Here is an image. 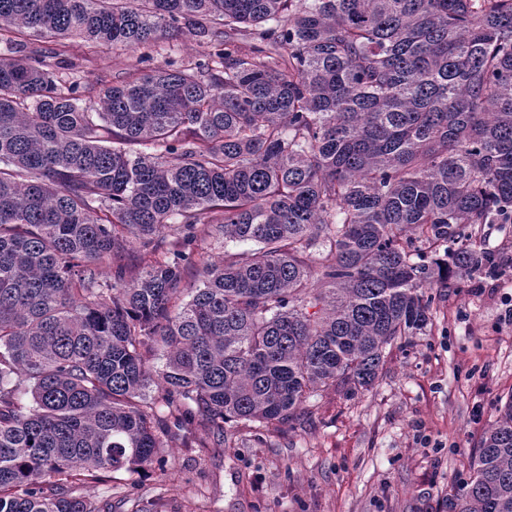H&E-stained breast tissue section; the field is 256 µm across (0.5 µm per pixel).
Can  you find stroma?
<instances>
[{
  "label": "stroma",
  "mask_w": 512,
  "mask_h": 512,
  "mask_svg": "<svg viewBox=\"0 0 512 512\" xmlns=\"http://www.w3.org/2000/svg\"><path fill=\"white\" fill-rule=\"evenodd\" d=\"M50 63L91 81L140 66L136 52L82 42ZM476 241L497 252L501 278L432 289V324L387 348L373 388L324 393L276 429L225 424L219 448L185 426L147 472L81 480L76 494L112 512H448L512 394V224L483 225Z\"/></svg>",
  "instance_id": "obj_1"
}]
</instances>
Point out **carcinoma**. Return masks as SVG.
Segmentation results:
<instances>
[{
    "label": "carcinoma",
    "instance_id": "1",
    "mask_svg": "<svg viewBox=\"0 0 512 512\" xmlns=\"http://www.w3.org/2000/svg\"><path fill=\"white\" fill-rule=\"evenodd\" d=\"M31 33L200 51L89 83ZM1 43L0 512L371 387L428 290L500 272L466 228L512 224V0H0ZM201 227L255 248L189 280ZM448 512H512V397ZM156 49L158 52L153 53L154 62L161 61L165 57L188 60L198 55L200 50L189 36H181L180 38L161 43L160 47ZM139 249H140L139 244L134 243L132 251L130 252V254L128 256H126L125 258H122V259L113 260V261L103 265L99 269L100 279L112 284L113 282L117 281L116 275H117L119 268L121 267L125 271L124 280L126 282L130 281L131 276H132L131 272H130V268L134 264L133 256L139 254Z\"/></svg>",
    "mask_w": 512,
    "mask_h": 512
}]
</instances>
